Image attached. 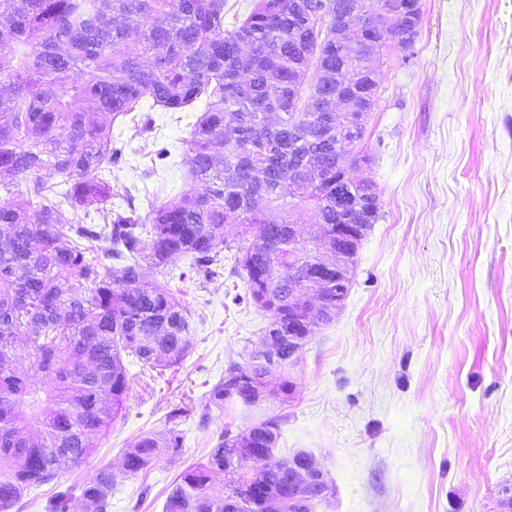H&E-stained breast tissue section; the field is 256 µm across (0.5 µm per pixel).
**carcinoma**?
<instances>
[{"instance_id":"cac0c4a2","label":"carcinoma","mask_w":512,"mask_h":512,"mask_svg":"<svg viewBox=\"0 0 512 512\" xmlns=\"http://www.w3.org/2000/svg\"><path fill=\"white\" fill-rule=\"evenodd\" d=\"M315 12L305 27L288 23L296 0H253L249 14L224 28V0H0V190L5 177L30 176L26 192L0 207V512L59 471L95 451L122 416L134 357L158 374L194 346L191 315L165 286L133 288L146 266L185 282L206 279L224 250L235 251L245 295L268 316L272 347L250 353V370L229 365L208 392L207 408L253 411L267 394L288 397V336H300L296 288L319 272L317 250L336 223L344 189L336 136L326 135L345 103L336 73H358L357 89L379 95L380 72L336 46L326 22L339 0H303ZM317 57V85L301 86ZM205 109L186 141L190 173L205 191L159 201L147 214L113 206L112 171L123 148L112 145L103 120L144 107L181 112L199 99ZM51 169L59 182L42 171ZM102 218L101 224L60 222L63 205ZM311 208L318 222L288 250V225ZM279 209L287 218L267 219ZM233 222L238 239L226 241ZM96 249L123 263L101 271ZM24 338L44 381L31 379L15 350ZM167 413L161 438L139 436L123 455L130 477L150 470L162 453L183 447ZM286 416L245 433L224 429L204 462L181 472L163 512H315L289 499L293 470L276 443ZM224 496L208 493L214 475ZM115 474L102 468L81 488L88 512H108ZM75 489L56 486L47 512H70Z\"/></svg>"}]
</instances>
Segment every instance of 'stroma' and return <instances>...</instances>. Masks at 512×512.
<instances>
[{"label": "stroma", "mask_w": 512, "mask_h": 512, "mask_svg": "<svg viewBox=\"0 0 512 512\" xmlns=\"http://www.w3.org/2000/svg\"><path fill=\"white\" fill-rule=\"evenodd\" d=\"M413 54L385 56L368 126L380 218L363 239L349 293L299 354L277 448L311 452L335 493L316 512H512V0H420ZM161 109L151 124L114 119L125 159L112 184L137 208L155 186L168 195L193 182L186 141L204 110ZM169 148L166 166L147 157ZM225 251L211 278L175 293L193 318L194 349L164 377L125 365L134 382L124 415L84 463L56 484L117 472L109 512H162L177 476L203 460L224 428L255 416L208 408L229 365L247 367L266 318L251 304ZM189 405L184 444L142 477L120 473L142 433L163 435L165 416Z\"/></svg>", "instance_id": "obj_1"}]
</instances>
